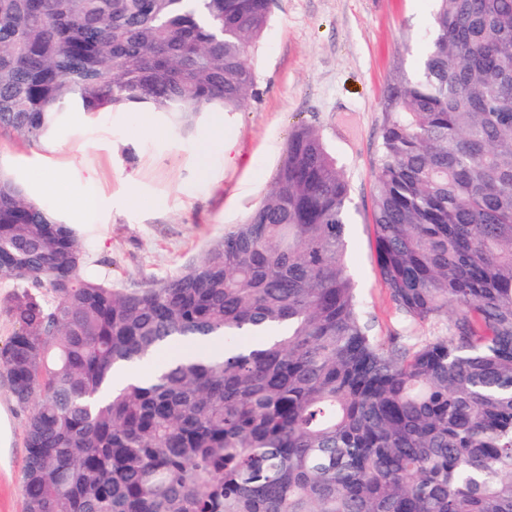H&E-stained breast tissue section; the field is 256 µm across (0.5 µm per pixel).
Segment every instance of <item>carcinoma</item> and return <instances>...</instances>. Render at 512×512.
I'll return each mask as SVG.
<instances>
[{
	"label": "carcinoma",
	"mask_w": 512,
	"mask_h": 512,
	"mask_svg": "<svg viewBox=\"0 0 512 512\" xmlns=\"http://www.w3.org/2000/svg\"><path fill=\"white\" fill-rule=\"evenodd\" d=\"M436 2L387 90L373 226L395 308L446 336L373 334L311 126L243 223L141 290L85 276L76 230L0 174L24 512H512V0ZM272 5L0 0V133L236 112Z\"/></svg>",
	"instance_id": "1"
}]
</instances>
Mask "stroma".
Here are the masks:
<instances>
[{"label": "stroma", "instance_id": "stroma-1", "mask_svg": "<svg viewBox=\"0 0 512 512\" xmlns=\"http://www.w3.org/2000/svg\"><path fill=\"white\" fill-rule=\"evenodd\" d=\"M433 10L434 0H275L248 53L258 95L224 122L206 112L183 132L162 112H71L40 143L0 136V172L48 204L51 177L94 191L95 211L58 212L76 227L83 272L138 290L193 266L242 223L269 189L292 131L315 126L350 186L348 263L375 334L447 335V320L410 325L396 311L379 277L371 220L387 89L416 61ZM0 407L12 431L0 450V512H23V414L2 376Z\"/></svg>", "mask_w": 512, "mask_h": 512}]
</instances>
